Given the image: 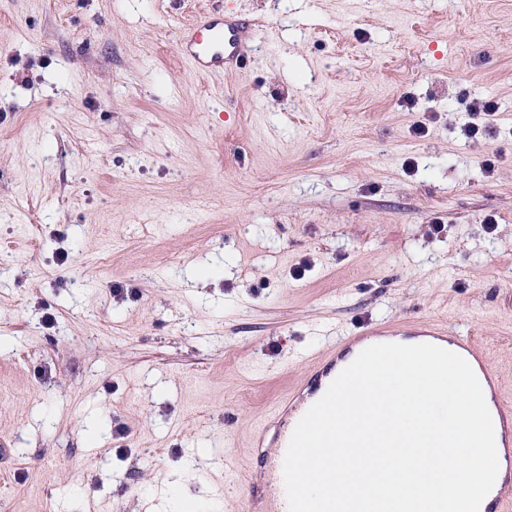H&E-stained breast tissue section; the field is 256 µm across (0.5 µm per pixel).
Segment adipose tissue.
I'll use <instances>...</instances> for the list:
<instances>
[{
  "label": "adipose tissue",
  "instance_id": "1",
  "mask_svg": "<svg viewBox=\"0 0 512 512\" xmlns=\"http://www.w3.org/2000/svg\"><path fill=\"white\" fill-rule=\"evenodd\" d=\"M394 346L390 358L368 365L363 387L330 403L326 423L335 446L311 451L316 465L338 473L335 512H348L350 500L380 484L392 487L396 512H432L442 498L448 512L490 503L508 488L512 450L476 361L427 338H398ZM441 356L448 359V374L437 389L429 366ZM352 407L374 414L369 428H350ZM429 427L447 435V447L422 451Z\"/></svg>",
  "mask_w": 512,
  "mask_h": 512
}]
</instances>
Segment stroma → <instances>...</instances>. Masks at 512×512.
I'll list each match as a JSON object with an SVG mask.
<instances>
[{
  "mask_svg": "<svg viewBox=\"0 0 512 512\" xmlns=\"http://www.w3.org/2000/svg\"><path fill=\"white\" fill-rule=\"evenodd\" d=\"M437 325L512 402V0H0V512H240L313 359ZM250 40V31L214 11L200 16L183 31L178 51L182 62L193 71L221 76L231 65H241ZM497 104L494 101H475L469 106L473 119L476 122H470L464 126L463 132L467 137L476 136L480 130H491L492 120L497 112Z\"/></svg>",
  "mask_w": 512,
  "mask_h": 512,
  "instance_id": "35a3bbf8",
  "label": "stroma"
}]
</instances>
